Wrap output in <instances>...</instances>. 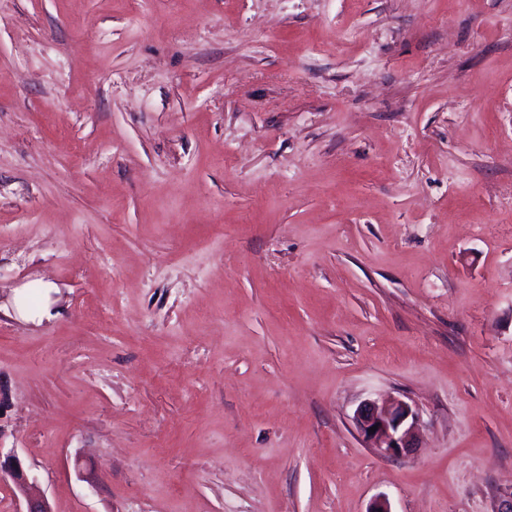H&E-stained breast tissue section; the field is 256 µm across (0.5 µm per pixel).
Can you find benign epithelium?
Returning a JSON list of instances; mask_svg holds the SVG:
<instances>
[{
    "label": "benign epithelium",
    "instance_id": "obj_1",
    "mask_svg": "<svg viewBox=\"0 0 512 512\" xmlns=\"http://www.w3.org/2000/svg\"><path fill=\"white\" fill-rule=\"evenodd\" d=\"M354 419L363 439L391 456L407 455L417 447L414 432L416 415L404 401L380 404L366 399L357 407ZM375 425L378 429L370 431ZM5 477L11 479L16 495L23 499V506L17 512H52L43 496L31 492L33 482L15 453H5L0 448V480Z\"/></svg>",
    "mask_w": 512,
    "mask_h": 512
}]
</instances>
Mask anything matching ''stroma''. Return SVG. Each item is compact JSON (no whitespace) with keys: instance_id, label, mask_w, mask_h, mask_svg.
<instances>
[{"instance_id":"stroma-1","label":"stroma","mask_w":512,"mask_h":512,"mask_svg":"<svg viewBox=\"0 0 512 512\" xmlns=\"http://www.w3.org/2000/svg\"><path fill=\"white\" fill-rule=\"evenodd\" d=\"M0 448L52 512H498L512 0H0ZM46 288H42V295L44 299V304L42 309L37 310L36 312H33L29 309L28 306V290L29 288H21L19 289L14 297V304L16 307L17 312L25 318L28 319H39L41 320L43 317L51 316L50 311V293L51 288L45 286ZM354 419L363 439L391 456H403L417 448L414 424L416 415L401 400L378 403L366 399L357 407ZM378 425L375 432L370 428Z\"/></svg>"}]
</instances>
